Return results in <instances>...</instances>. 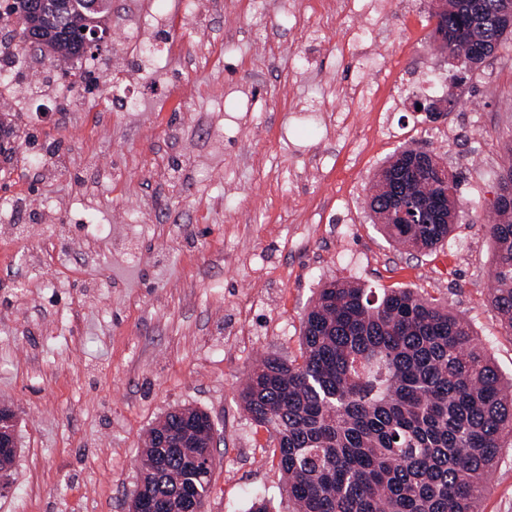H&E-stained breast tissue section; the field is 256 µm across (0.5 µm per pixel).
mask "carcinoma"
I'll return each mask as SVG.
<instances>
[{"instance_id":"1","label":"carcinoma","mask_w":512,"mask_h":512,"mask_svg":"<svg viewBox=\"0 0 512 512\" xmlns=\"http://www.w3.org/2000/svg\"><path fill=\"white\" fill-rule=\"evenodd\" d=\"M434 34L460 71L492 57L512 28L497 22L500 0H447ZM108 8L64 10L76 30L102 24ZM54 62L74 58L71 46L38 48ZM417 168L414 194L437 201L439 224H382L392 241L422 252L448 239L459 206L430 157L409 147L391 168ZM375 179L368 207L390 219L386 188ZM490 226L494 261L492 308L512 330V200L495 203ZM302 361L269 356L256 363L240 391L252 419L276 441L273 455L293 512H479L486 483L512 441V382L474 342L472 325L448 307L408 288L376 293L332 280L318 291L302 322ZM208 414L183 406L147 431L139 456L144 491L180 512L182 498L208 495L214 464L194 465L193 448H159L169 432L203 443Z\"/></svg>"}]
</instances>
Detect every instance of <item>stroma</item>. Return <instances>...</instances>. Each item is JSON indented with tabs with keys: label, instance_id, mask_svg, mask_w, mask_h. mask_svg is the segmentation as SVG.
Returning a JSON list of instances; mask_svg holds the SVG:
<instances>
[{
	"label": "stroma",
	"instance_id": "1",
	"mask_svg": "<svg viewBox=\"0 0 512 512\" xmlns=\"http://www.w3.org/2000/svg\"><path fill=\"white\" fill-rule=\"evenodd\" d=\"M433 0H209L179 31L197 57L162 60L139 111L45 119L0 98L13 131L0 197L29 205L0 227V405L18 415L0 512H128L146 429L192 406L214 421L219 464L204 512H291L269 432L239 391L256 360L301 357V323L341 279L411 288L469 320L512 380V331L489 300L499 175L512 161V34L456 82L435 49ZM77 103L104 102L133 57L92 66ZM181 85L157 111L153 90ZM419 97L452 99L427 120ZM224 131L212 150L208 129ZM408 146L456 173L461 214L426 253L390 241L366 196ZM68 156L66 169L26 167ZM210 159L205 168L188 153ZM480 512H512V447Z\"/></svg>",
	"mask_w": 512,
	"mask_h": 512
}]
</instances>
